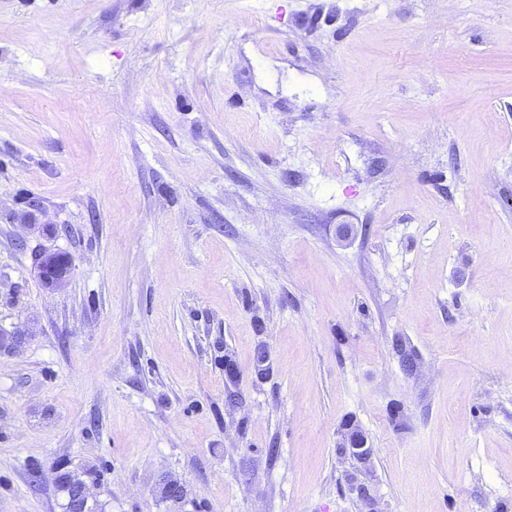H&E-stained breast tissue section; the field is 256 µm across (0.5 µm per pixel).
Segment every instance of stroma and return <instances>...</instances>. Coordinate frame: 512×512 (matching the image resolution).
<instances>
[{
	"label": "stroma",
	"instance_id": "obj_1",
	"mask_svg": "<svg viewBox=\"0 0 512 512\" xmlns=\"http://www.w3.org/2000/svg\"><path fill=\"white\" fill-rule=\"evenodd\" d=\"M18 329L0 512H512V0H0ZM73 259L54 252L42 254L37 262V274L46 288H58L69 279L73 270ZM341 447L342 448H338L337 450L340 455L349 456L354 460L356 458L358 464L363 466L370 462L373 455V449L370 448L367 437L362 430L354 424H348L346 426ZM346 448H349L353 452L355 458Z\"/></svg>",
	"mask_w": 512,
	"mask_h": 512
}]
</instances>
